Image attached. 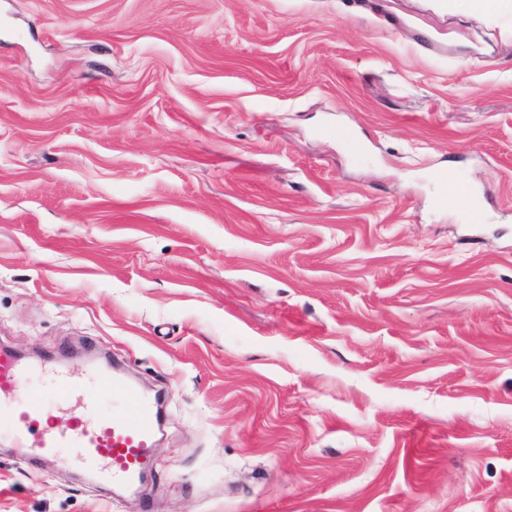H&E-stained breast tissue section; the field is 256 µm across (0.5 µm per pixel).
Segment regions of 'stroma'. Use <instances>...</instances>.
<instances>
[{"label":"stroma","mask_w":512,"mask_h":512,"mask_svg":"<svg viewBox=\"0 0 512 512\" xmlns=\"http://www.w3.org/2000/svg\"><path fill=\"white\" fill-rule=\"evenodd\" d=\"M497 2L0 0V344L163 399L134 495L0 437V512H512Z\"/></svg>","instance_id":"obj_1"}]
</instances>
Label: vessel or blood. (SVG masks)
Returning a JSON list of instances; mask_svg holds the SVG:
<instances>
[{"mask_svg": "<svg viewBox=\"0 0 512 512\" xmlns=\"http://www.w3.org/2000/svg\"><path fill=\"white\" fill-rule=\"evenodd\" d=\"M34 376L41 377L45 387L26 393L23 386ZM101 379L122 399L108 415L98 414L86 373L50 358L31 364L0 346V435L25 447L30 460L69 448L73 462L95 481L118 487L133 484L150 468L159 400L111 373ZM51 402L67 407L66 425L53 423L47 409Z\"/></svg>", "mask_w": 512, "mask_h": 512, "instance_id": "b4317fda", "label": "vessel or blood"}]
</instances>
